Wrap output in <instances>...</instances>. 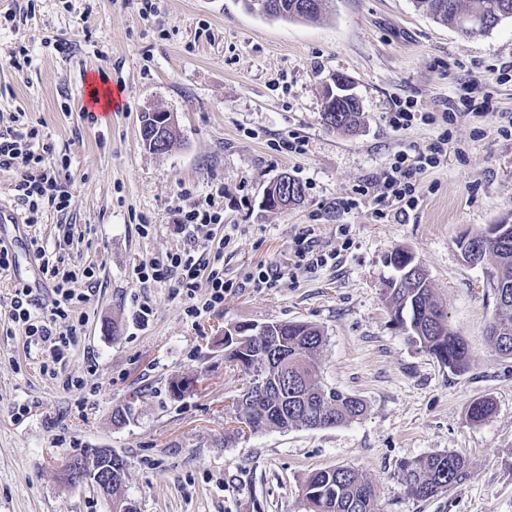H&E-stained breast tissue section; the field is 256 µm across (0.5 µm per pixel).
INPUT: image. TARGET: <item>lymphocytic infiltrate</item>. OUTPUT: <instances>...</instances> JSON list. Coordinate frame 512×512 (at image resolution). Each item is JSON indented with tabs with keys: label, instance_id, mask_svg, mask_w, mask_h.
<instances>
[{
	"label": "lymphocytic infiltrate",
	"instance_id": "lymphocytic-infiltrate-1",
	"mask_svg": "<svg viewBox=\"0 0 512 512\" xmlns=\"http://www.w3.org/2000/svg\"><path fill=\"white\" fill-rule=\"evenodd\" d=\"M38 134L37 128L26 126L0 132V171H21V178L14 184L15 199L26 211L27 221L31 224L36 223L42 209L50 207L59 212L67 211L72 199L68 183L63 181L56 162L49 157L50 146L35 150L34 141ZM444 152V144L439 141L431 146L428 155L415 163L397 161L387 179L389 191L379 196V203L392 200L413 205L416 193L413 175L425 167L437 166ZM174 212L177 224L192 235L189 247L162 260L142 261L137 267V276L144 284L167 283L172 297L185 300L186 316L196 319L224 300L222 251L195 237L196 231L221 223L222 217L208 198L176 206ZM50 275L57 280L51 304L36 299L31 288L18 286L12 293L9 317L24 327L27 337L48 343L56 359L60 360L79 343L83 326L70 322L69 316L87 302L84 286L92 282L95 270L89 266L76 273L54 267ZM202 284L207 286L208 292L201 297L197 289Z\"/></svg>",
	"mask_w": 512,
	"mask_h": 512
}]
</instances>
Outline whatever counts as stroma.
Masks as SVG:
<instances>
[{"mask_svg":"<svg viewBox=\"0 0 512 512\" xmlns=\"http://www.w3.org/2000/svg\"><path fill=\"white\" fill-rule=\"evenodd\" d=\"M0 0V130L14 117L36 126L73 198L67 213L43 209L37 224L1 226L16 265L0 276V512H110L95 488L60 477L64 461L109 448L126 462L121 493L137 512H306L311 471L349 467L377 489L379 512H512V358L490 344L496 312L482 268L457 246L466 234L512 222V19L471 36L436 22L413 0H333L317 21L246 11L240 0ZM68 51H59V42ZM30 62L13 68L9 50ZM354 83L362 103L355 133L322 121L331 76ZM117 88L119 111L90 121L83 87ZM473 93L485 112L440 115ZM433 114L404 130L399 105ZM176 119V149L150 152L142 113ZM303 140L302 151H281ZM447 139L440 164L415 177V205L379 210L382 178L397 155ZM305 187L282 211L262 208L281 174ZM214 195L224 223V301L198 319L161 283L141 284L146 259L187 240L173 210L180 196ZM357 205L342 211L343 199ZM314 229L325 264L295 268L302 232ZM38 238L43 258L29 250ZM411 250L465 342L470 362L453 372L396 327L384 296L388 256ZM94 267L81 310L78 347L55 361L48 344L8 318L11 290L50 299L42 261ZM280 266L257 288L247 276ZM153 310L140 323V304ZM305 322L324 332L322 386L360 398L365 414L334 427L251 431L232 404L250 377L224 357V332L238 323ZM55 376L45 375V368ZM192 387L174 396L172 385ZM71 380L83 389L68 388ZM493 400L485 421L474 399ZM130 407L123 424L112 412ZM456 453L469 462L461 485L430 499L409 495L403 462Z\"/></svg>","mask_w":512,"mask_h":512,"instance_id":"obj_1","label":"stroma"}]
</instances>
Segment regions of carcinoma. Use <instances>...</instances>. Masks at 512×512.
<instances>
[{"mask_svg":"<svg viewBox=\"0 0 512 512\" xmlns=\"http://www.w3.org/2000/svg\"><path fill=\"white\" fill-rule=\"evenodd\" d=\"M418 7L429 12L438 22L453 25L461 32L473 26V20L490 10L512 14V0H415ZM282 20H317L328 7V0H319L315 12L308 17L293 10L294 0H282ZM350 106L336 113L332 129L352 133L358 127L360 113H349ZM353 119H347L348 115ZM473 243L479 248L478 260L495 273L489 278L498 312L487 327L490 342L496 351L512 352V232L498 240H485L476 234ZM392 321L413 343L435 357L448 369L461 372L469 363L465 343L450 330L446 313L434 298L429 277L423 275L413 282H390L385 288ZM276 341L263 345L259 340L243 336L226 345L225 358L242 366L251 376L259 367L253 364L260 351L277 344L288 346V366L267 372L270 379L288 383V400L282 401L275 389L259 391L253 386L242 394L247 412L235 411V418L254 431L268 428L313 429L315 417L323 413L328 421L323 427L351 422L366 412L364 402L337 390L326 389L317 380V358L326 344L317 327L304 322H271L268 324ZM494 403L489 398L475 399L469 416L482 422L492 415ZM400 479L411 495L427 499L447 492L469 476L468 462L454 453L431 454L405 462ZM373 483L350 468H327L311 472L303 487L309 512H377L376 498L366 489Z\"/></svg>","mask_w":512,"mask_h":512,"instance_id":"cac0c4a2","label":"carcinoma"}]
</instances>
